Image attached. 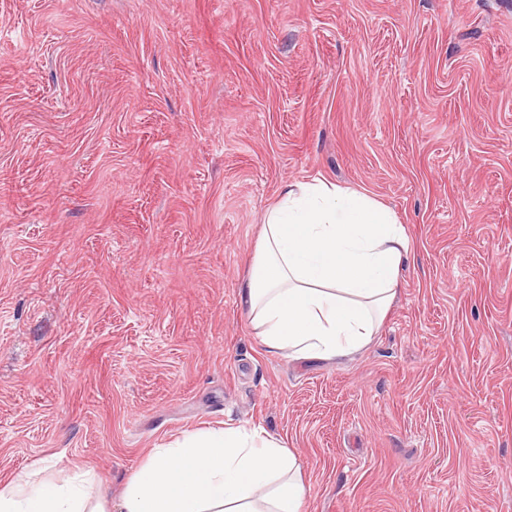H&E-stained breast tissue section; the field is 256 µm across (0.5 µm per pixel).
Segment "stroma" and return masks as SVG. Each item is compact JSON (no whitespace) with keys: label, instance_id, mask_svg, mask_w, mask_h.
<instances>
[{"label":"stroma","instance_id":"1","mask_svg":"<svg viewBox=\"0 0 512 512\" xmlns=\"http://www.w3.org/2000/svg\"><path fill=\"white\" fill-rule=\"evenodd\" d=\"M320 179L403 225L339 360L239 291ZM242 427L306 512H512V0H0V486Z\"/></svg>","mask_w":512,"mask_h":512}]
</instances>
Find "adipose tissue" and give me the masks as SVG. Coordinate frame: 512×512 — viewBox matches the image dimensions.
Segmentation results:
<instances>
[{
    "mask_svg": "<svg viewBox=\"0 0 512 512\" xmlns=\"http://www.w3.org/2000/svg\"><path fill=\"white\" fill-rule=\"evenodd\" d=\"M409 252L395 214L324 182L287 184L266 213L240 302L263 345L334 359L363 348L394 302ZM298 459L240 427L193 432L155 449L121 512H305ZM0 512H112L87 476L0 489Z\"/></svg>",
    "mask_w": 512,
    "mask_h": 512,
    "instance_id": "obj_1",
    "label": "adipose tissue"
}]
</instances>
